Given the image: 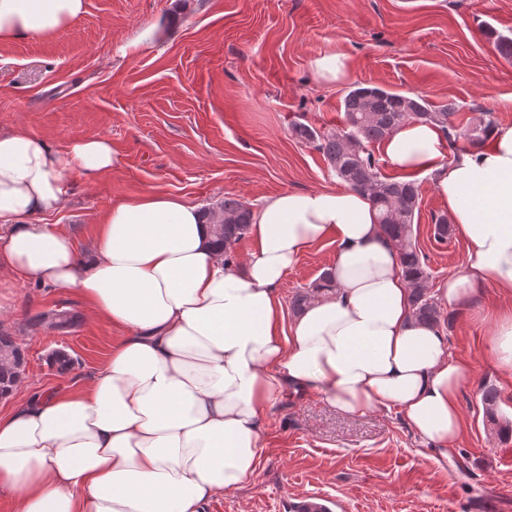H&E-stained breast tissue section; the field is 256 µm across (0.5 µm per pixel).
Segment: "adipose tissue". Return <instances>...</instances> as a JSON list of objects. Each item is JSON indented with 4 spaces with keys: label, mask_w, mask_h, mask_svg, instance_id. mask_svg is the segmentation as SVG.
<instances>
[{
    "label": "adipose tissue",
    "mask_w": 512,
    "mask_h": 512,
    "mask_svg": "<svg viewBox=\"0 0 512 512\" xmlns=\"http://www.w3.org/2000/svg\"><path fill=\"white\" fill-rule=\"evenodd\" d=\"M85 0H0V42L51 37ZM438 126L411 121L382 143L406 177L427 175L465 242L462 270L431 286L451 306L483 288L512 295V124L444 158ZM85 178L114 168L109 139L74 143ZM68 193L44 140L0 134V266L23 283L76 290L123 331L70 390L33 394L0 414V491L14 512H204L256 475L262 426L289 389L357 418L399 411L447 457L461 433L470 367L435 326L415 322L399 254L367 196L287 190L252 213L244 263L225 262L198 206L143 193L112 204L91 253L35 223ZM335 247L336 288L284 323L278 288L313 246Z\"/></svg>",
    "instance_id": "adipose-tissue-1"
}]
</instances>
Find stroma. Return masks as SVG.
<instances>
[{
  "mask_svg": "<svg viewBox=\"0 0 512 512\" xmlns=\"http://www.w3.org/2000/svg\"><path fill=\"white\" fill-rule=\"evenodd\" d=\"M84 13L49 38L0 43V132L48 141L61 159L73 142L104 136L115 169L88 181L67 171L62 207L38 216L88 252L101 214L112 202L162 192L212 208L231 195L249 207L285 190L337 188L341 182L313 145L291 126L324 131L339 125L344 95L378 86L429 103L457 105L461 119L493 113L512 122V60L494 34L512 37V0H85ZM343 51L349 79L319 82L316 58ZM413 226L433 281L456 275L465 260L457 233L433 235L443 209L429 178H420ZM334 248H312L279 289L285 321L292 300L327 268ZM0 332L25 354L22 391L48 392L65 377L81 378L106 356L121 331L91 319L71 290L11 286ZM512 296L485 288L469 308L442 307L452 357L469 363L459 402L463 428L448 463L436 464L431 443L402 416L382 410L348 417L312 393H285L263 426L253 483L215 497L207 512H291L313 495L330 512H512V440L485 415L482 392L496 388L512 420V372L488 355L486 314ZM75 315L62 332L44 316ZM74 360L68 376L49 362L53 351Z\"/></svg>",
  "mask_w": 512,
  "mask_h": 512,
  "instance_id": "stroma-1",
  "label": "stroma"
}]
</instances>
